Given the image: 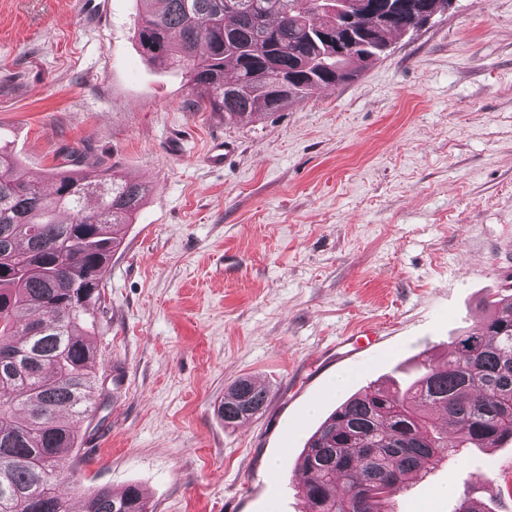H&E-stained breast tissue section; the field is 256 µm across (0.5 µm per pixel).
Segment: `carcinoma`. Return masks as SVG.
<instances>
[{
    "label": "carcinoma",
    "instance_id": "1",
    "mask_svg": "<svg viewBox=\"0 0 512 512\" xmlns=\"http://www.w3.org/2000/svg\"><path fill=\"white\" fill-rule=\"evenodd\" d=\"M138 39L154 62L186 70L201 110L250 122L353 77L391 34L419 29L412 13L345 24L317 0H140ZM332 35L328 41L325 36ZM354 47L336 52V43ZM26 178L0 147V512H70L60 463L98 394L94 352L79 330L101 298L120 231L149 188L105 168ZM93 197L89 211L85 200ZM341 403L310 435L297 469L306 512H381L406 480L469 448L512 439V293L458 336L443 360ZM269 391L250 378L218 406L224 425L263 413ZM83 512H149L142 491L100 487Z\"/></svg>",
    "mask_w": 512,
    "mask_h": 512
}]
</instances>
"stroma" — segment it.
<instances>
[{
	"label": "stroma",
	"instance_id": "1",
	"mask_svg": "<svg viewBox=\"0 0 512 512\" xmlns=\"http://www.w3.org/2000/svg\"><path fill=\"white\" fill-rule=\"evenodd\" d=\"M96 2L0 0V145L33 180L72 161L150 188L88 312L101 396L63 459L70 506L136 485L152 512H302L319 424L448 355L512 287V0H452L353 80L237 124L147 59L139 0L97 24ZM242 377L268 407L228 427ZM464 497L512 512V440L386 508Z\"/></svg>",
	"mask_w": 512,
	"mask_h": 512
}]
</instances>
